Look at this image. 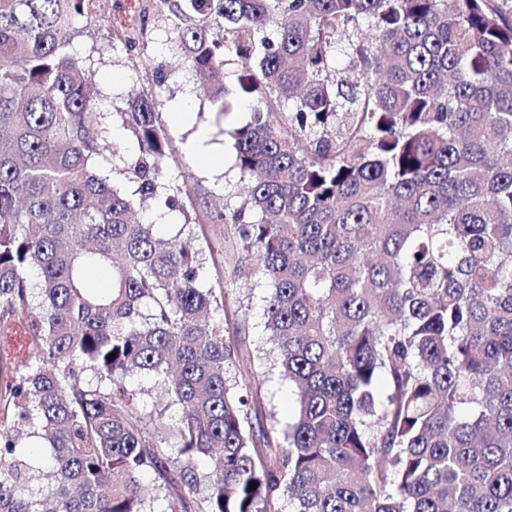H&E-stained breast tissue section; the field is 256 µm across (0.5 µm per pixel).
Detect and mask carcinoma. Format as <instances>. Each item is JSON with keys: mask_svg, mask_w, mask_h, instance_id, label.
I'll return each instance as SVG.
<instances>
[{"mask_svg": "<svg viewBox=\"0 0 512 512\" xmlns=\"http://www.w3.org/2000/svg\"><path fill=\"white\" fill-rule=\"evenodd\" d=\"M160 4L214 111L249 103L247 194L214 220L269 288L296 406L253 426L246 313L183 231L134 220L188 194L157 96L101 109L85 0H0V324L28 318L38 350L0 391V512H512V0ZM116 119L136 152L106 171ZM130 384L133 388H142L146 391L145 394L141 396V399L145 400L148 411H151L156 419L162 414L163 423L161 424V430H159L161 432L160 435L168 442H173L177 413L175 407L168 406V401L161 392L160 383L154 378L134 377L131 379Z\"/></svg>", "mask_w": 512, "mask_h": 512, "instance_id": "obj_1", "label": "carcinoma"}]
</instances>
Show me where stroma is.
Here are the masks:
<instances>
[{"mask_svg":"<svg viewBox=\"0 0 512 512\" xmlns=\"http://www.w3.org/2000/svg\"><path fill=\"white\" fill-rule=\"evenodd\" d=\"M158 0H112L107 18L110 31L140 33V43L134 50H127L124 43L101 44L97 35V20H80V33L74 41V51L89 71L97 99L104 111L119 112L126 106L131 94L157 92L160 100L159 122L170 135L175 148L173 161L163 172L167 181L184 182L190 190L184 205L186 214H172L169 223L156 225L159 235H175L186 216H193L198 227L191 240L206 260V270L222 266H234V255L224 239L223 225L210 221L223 198L241 196L242 186L234 167L231 140L227 130L245 124L250 118L247 107L226 115H216L212 104L197 84L188 67L172 64L171 43L166 27L160 19ZM166 65L164 85H156L155 71ZM183 105L188 114L184 122L176 123L171 118L174 105ZM208 133L207 158L199 160L189 152L188 145L195 140L199 130ZM267 289L262 281L248 274L236 276L233 288L227 289L226 299L230 306L242 307L250 323L246 347L243 351L245 363L252 369L263 372L269 367L265 359L271 345L265 331L264 298ZM34 354L32 341L27 333V320L16 317L10 325L0 330V390L4 389L13 375L16 364L27 361ZM134 388L144 389V400L148 411L163 418L161 434L173 440L176 430V410L169 407L161 391L160 383L149 377H136L131 381ZM263 403L259 422L270 426L287 421L295 406V397L286 382L272 379L262 392Z\"/></svg>","mask_w":512,"mask_h":512,"instance_id":"obj_1","label":"stroma"}]
</instances>
